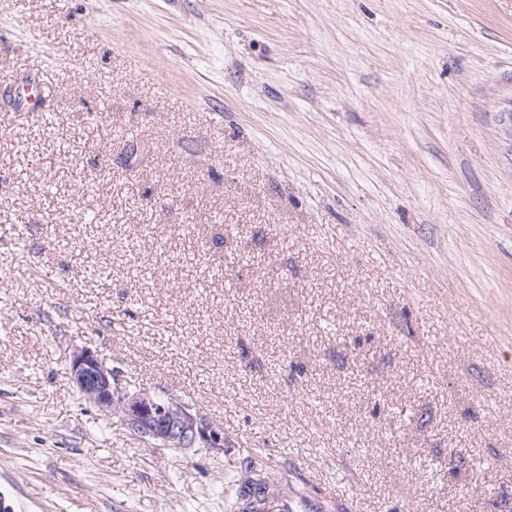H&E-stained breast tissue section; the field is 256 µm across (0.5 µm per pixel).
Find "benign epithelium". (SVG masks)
Segmentation results:
<instances>
[{"mask_svg":"<svg viewBox=\"0 0 512 512\" xmlns=\"http://www.w3.org/2000/svg\"><path fill=\"white\" fill-rule=\"evenodd\" d=\"M69 374L84 399L103 415L110 417L122 409L123 423L142 439L161 425L168 429L167 438L178 449L224 448V434L211 422L190 412L183 425L163 416L164 410L156 407L148 392H131L124 385V376L89 348L73 352Z\"/></svg>","mask_w":512,"mask_h":512,"instance_id":"obj_1","label":"benign epithelium"}]
</instances>
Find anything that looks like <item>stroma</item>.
I'll return each mask as SVG.
<instances>
[{
	"label": "stroma",
	"mask_w": 512,
	"mask_h": 512,
	"mask_svg": "<svg viewBox=\"0 0 512 512\" xmlns=\"http://www.w3.org/2000/svg\"><path fill=\"white\" fill-rule=\"evenodd\" d=\"M252 457L293 512H512V0H0V496L225 512ZM70 379L84 399L93 405L105 416H112V412L120 406L125 414L122 421L136 436L145 439L151 436L158 424L168 429L167 438L172 446L163 438H147L154 448L190 449L196 447L219 448L224 447V434L215 426L185 411L187 415L182 426L163 416L170 409L176 413L179 406L189 405L180 401L167 392L149 394L146 391L131 392L124 385V376L112 368L106 359L100 357L89 348H80L73 352L69 369ZM128 384L127 381H125ZM152 398H151V396ZM118 398V400H117ZM154 401V402H153ZM156 403L162 409H157ZM174 408V409H173ZM196 448L195 451H198Z\"/></svg>",
	"instance_id": "1"
}]
</instances>
